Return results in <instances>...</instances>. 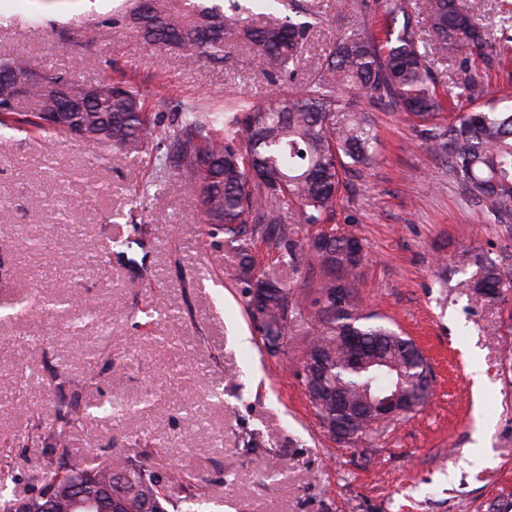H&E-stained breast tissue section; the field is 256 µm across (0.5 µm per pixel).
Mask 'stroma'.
Masks as SVG:
<instances>
[{"mask_svg": "<svg viewBox=\"0 0 512 512\" xmlns=\"http://www.w3.org/2000/svg\"><path fill=\"white\" fill-rule=\"evenodd\" d=\"M296 2L317 23L294 65L295 88L356 9L355 0ZM131 3L0 0V52L38 74L131 78L150 107L161 98L263 104L278 87L247 42L229 40L212 61L113 25ZM471 6L506 59L490 70L489 89L512 95V0ZM483 56L454 46L430 55L438 88L463 82ZM376 120V165L350 176L322 225H298V240L333 228L361 241L362 312L411 338L433 383L422 407L355 442L335 439L308 399L300 348L318 324V293L305 266L256 246L260 267L302 298L303 333L271 352L232 251L204 236L177 173L136 204L155 150L10 132L0 154V300L27 311L0 313V466L18 495L37 488L48 461L68 456L193 472L195 486L168 483V512H182L192 493L209 512H496L512 502V224L486 214L412 123L381 108ZM484 261L501 271L502 295L473 289ZM72 294L95 308L96 323L77 327L59 311L57 300ZM92 366L95 384L85 380ZM59 374L77 383L80 405L120 399L140 410L121 421L87 415L53 441Z\"/></svg>", "mask_w": 512, "mask_h": 512, "instance_id": "1", "label": "stroma"}]
</instances>
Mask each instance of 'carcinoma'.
<instances>
[{
  "instance_id": "obj_1",
  "label": "carcinoma",
  "mask_w": 512,
  "mask_h": 512,
  "mask_svg": "<svg viewBox=\"0 0 512 512\" xmlns=\"http://www.w3.org/2000/svg\"><path fill=\"white\" fill-rule=\"evenodd\" d=\"M390 19L385 42L379 43L360 24L345 28L325 56L320 69L302 88L272 95L265 105L238 103L211 108L200 104L180 105L166 125L146 112L140 92L130 83L103 79L112 94L89 92L92 85L55 72L43 82L29 83L26 61L0 55V130L29 126L48 139L72 135L71 126L83 129L81 139L125 152H143L154 143H167L166 160L180 175L184 189L200 206L206 234L235 253L238 280L247 288L248 310L259 322L268 342L288 345L298 326L297 300L288 286L266 275L255 262L257 241H264L280 261L297 259L293 240L295 225L320 224L336 204L347 176L371 167L378 158V135L373 113L352 106L350 97L360 95L369 104H383L423 128L427 144L447 159L456 181L477 198L487 214L499 224L512 223V105L507 98L489 97L487 70L502 59L487 58L486 68L476 71L459 87L438 92L415 29L416 15L409 0H381ZM434 41L443 49L481 48L492 38L472 13L469 0H423ZM294 16L265 14L262 26L253 25L254 13L240 0L223 5L216 0H141L129 13V21L142 37L155 44L194 51L212 60H224L226 38L237 34L254 50L258 68L272 67L281 76L293 74L295 60L303 53L313 22L300 20L305 9L294 6ZM74 87L84 100V111L75 119L55 125L42 122V114L58 106L57 86ZM464 96L475 104L441 126L435 123L442 98ZM37 103L34 112L17 111L19 100ZM365 252L353 235L323 233L307 247L311 268L321 267L328 276L319 285V328L302 346V370L307 392L318 386L343 391L353 404L368 390L386 383L371 371L347 364L339 337L353 334L363 339L370 353L392 359L412 389L427 362L412 361L411 339L397 330L366 322L358 313L354 273L363 264ZM345 290V305L336 307V289ZM474 288L499 295L504 281L496 265L483 266ZM75 323L91 320L93 310L65 300ZM325 357L322 365L311 364L313 355ZM321 423L337 419L336 404L325 396L311 400ZM109 419L131 414V406L108 401L95 406ZM85 409L78 402L64 404L56 426L65 430L80 423ZM380 422L361 415L353 423L359 436L377 431ZM122 470L126 484L113 485L112 461L94 464L80 458L51 461L44 469L37 492L25 497L34 512L45 497L56 500L55 512H78L71 502L77 488L99 502L95 512H108L112 499L125 497L133 512H166L165 484L181 479L193 484L187 471H162L127 460ZM11 474L0 467V512H13L20 498Z\"/></svg>"
}]
</instances>
